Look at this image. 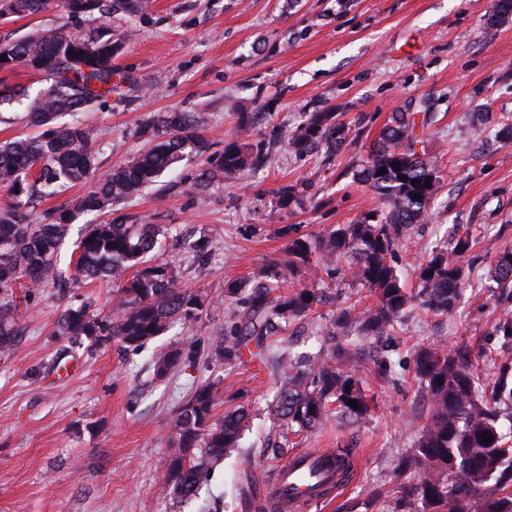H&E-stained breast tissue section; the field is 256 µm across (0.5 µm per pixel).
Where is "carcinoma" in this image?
Returning a JSON list of instances; mask_svg holds the SVG:
<instances>
[{
  "mask_svg": "<svg viewBox=\"0 0 512 512\" xmlns=\"http://www.w3.org/2000/svg\"><path fill=\"white\" fill-rule=\"evenodd\" d=\"M69 19L102 16L113 7L135 16L145 0H0V17L36 15L51 3ZM119 38L100 27L75 35L59 28L43 29L15 41L0 42V71L22 70L46 76L51 85L29 97L25 88L0 90V105L29 98V124L34 137L0 144V352L13 350L17 330L13 314L15 289L42 287L56 278L58 250L68 227L85 213L110 214L121 203L141 196L164 173L176 171L186 153L203 158L200 181L234 177L269 161L268 147L244 133L210 152L204 136L203 112H168L147 129L152 146L127 162L114 165L71 208L45 211L30 221L36 198L67 184L86 182L97 172L92 133L76 115L87 107L122 98L129 77L115 58ZM412 112H395L383 126L354 181L369 187L381 207L352 224H334L313 234L288 237L284 260L260 268L251 282L224 285V302L239 308L228 339L208 354L215 364L230 367L240 360L244 340L263 353L275 326L307 317L327 301L321 273L362 288L373 303L343 307L322 331L324 352L312 359L270 357L277 395L270 409V434L286 442L317 429L332 415L361 423L371 417L358 341L381 336L402 323L417 303L438 315L456 308L465 277L463 256L472 248L469 233L453 237L413 269L418 289L401 282L393 257L401 240L430 215L439 184L435 161L418 155L421 135ZM288 148L302 156L322 148L329 157L350 143V129L335 112H308L284 134ZM387 173L379 174L380 169ZM431 187H425V184ZM418 198H413V195ZM163 228L158 224H126L117 219L88 224L77 243L75 281L105 279L120 285L117 312L100 317L89 307L64 309L57 331L73 343L117 341L138 348L164 334L177 320L192 321L208 297L185 288L167 264L152 261ZM491 278L512 300V249L499 253ZM501 341L499 377L482 391L468 351L423 346L414 357V374L429 412L400 472L408 479L374 498L397 494L393 512L414 506L417 512H512V315L494 325ZM178 348L155 352V374L163 378L180 363ZM356 401L359 408L350 406ZM214 385L197 387L172 421L163 471L166 491L181 503L193 501L204 468L243 447L249 413L240 407L213 420ZM492 437L483 441L482 435Z\"/></svg>",
  "mask_w": 512,
  "mask_h": 512,
  "instance_id": "cac0c4a2",
  "label": "carcinoma"
}]
</instances>
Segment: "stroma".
Instances as JSON below:
<instances>
[{"instance_id":"35a3bbf8","label":"stroma","mask_w":512,"mask_h":512,"mask_svg":"<svg viewBox=\"0 0 512 512\" xmlns=\"http://www.w3.org/2000/svg\"><path fill=\"white\" fill-rule=\"evenodd\" d=\"M495 6L496 0H149L142 15L100 18L123 40L115 64L134 80L130 100L78 115L94 132L100 172L137 156L147 145L144 128L174 111L206 113L205 135L216 152L237 132L241 113H249L251 133L269 143L271 162L202 188L195 183L201 160L190 154L146 194L118 206L127 223L163 226L167 236L155 259L212 300L196 320L174 323L141 348L115 341L78 347L57 334L66 305L88 302L96 314L114 312L116 284L72 278L87 216L70 226L59 249L61 281L32 293L16 289L17 349L0 352V512H258L260 481L292 449L347 447L360 463L326 510L343 512L389 482L394 461L411 451L427 411L413 373L417 346L468 345L481 383L495 378L492 325L502 307L488 270L512 247V144L498 135L512 123V20L492 22ZM93 23L51 10L0 20V38L59 27L81 32ZM322 111L338 113L354 132L347 150L330 160L289 151L282 129ZM395 112L426 113L417 148L435 161L440 177L429 219L415 225L397 253L401 280L416 291L413 268L461 224L476 240L465 257L466 292L451 316L409 309L393 335L367 345L389 369L387 379L366 380L370 420L332 419L297 438L294 448L270 447L274 376L251 358L232 367L205 358L223 342L235 312L222 300L224 284L250 280L281 260V228L316 233L378 208L353 175ZM303 182L312 195L281 205L280 188ZM315 196L327 201L318 211ZM200 239L208 249L202 260L189 249ZM335 315V306H318L304 332L290 324L274 341L284 351H317L318 335ZM190 344L197 360H181L156 377L155 351ZM209 382L218 393L216 416L242 406L250 427L242 450L208 471L199 500L186 506L163 491L160 473L177 409ZM250 448L264 449L265 462L254 465Z\"/></svg>"}]
</instances>
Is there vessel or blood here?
Wrapping results in <instances>:
<instances>
[{"label": "vessel or blood", "mask_w": 512, "mask_h": 512, "mask_svg": "<svg viewBox=\"0 0 512 512\" xmlns=\"http://www.w3.org/2000/svg\"><path fill=\"white\" fill-rule=\"evenodd\" d=\"M324 452L299 451L289 456L265 486L272 512H311L326 502L325 488H338L337 474L324 463Z\"/></svg>", "instance_id": "vessel-or-blood-1"}]
</instances>
